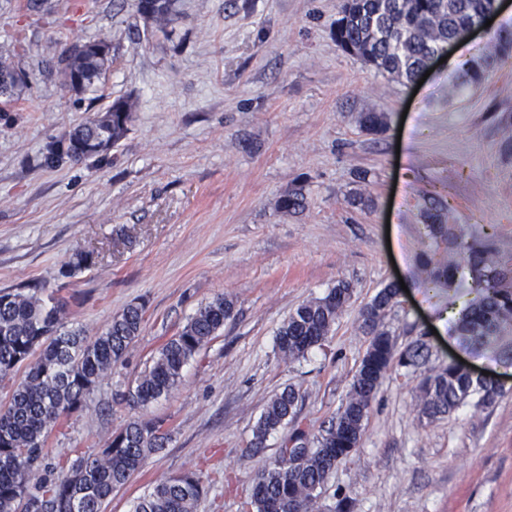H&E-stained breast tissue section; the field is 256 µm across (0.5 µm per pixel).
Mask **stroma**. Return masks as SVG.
<instances>
[{"mask_svg":"<svg viewBox=\"0 0 512 512\" xmlns=\"http://www.w3.org/2000/svg\"><path fill=\"white\" fill-rule=\"evenodd\" d=\"M498 2L493 23L449 46L417 87L337 47L342 0H177L163 31L135 0H0V54L30 77L0 112V291L42 288L89 337L128 305L144 307L123 362L54 428L52 457H99L137 418L172 432L103 512H133L156 482L194 470L208 477L196 512H247L251 478L281 442L273 435L260 456L248 448L265 403L294 386L318 435L366 351L359 310L391 282L408 288L385 320L398 345L422 335L430 366L456 358L512 375L440 327L467 293L424 286L417 272L427 196L512 263V57L490 81L459 84L467 63L512 32V0ZM103 36L105 80L79 96L63 89L52 65L64 46ZM119 99L133 102V118L107 154L43 165L72 127ZM361 112L386 113L387 131H363ZM299 187L306 208L278 209ZM363 188L372 209L347 202ZM78 251L94 252L93 265L63 276ZM340 280L354 295L327 341L285 360L280 326ZM220 293L234 316L186 364L178 389L144 407L122 400ZM420 379L397 365L387 373L360 444L321 496L324 512L339 495L351 512H512V394L427 421Z\"/></svg>","mask_w":512,"mask_h":512,"instance_id":"35a3bbf8","label":"stroma"}]
</instances>
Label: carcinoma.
<instances>
[{
	"mask_svg": "<svg viewBox=\"0 0 512 512\" xmlns=\"http://www.w3.org/2000/svg\"><path fill=\"white\" fill-rule=\"evenodd\" d=\"M175 0H154L150 20L160 28L172 21ZM492 0H353L346 23L334 30L336 45L382 73L408 82L435 53L442 50L473 19L486 13ZM76 42L57 57L61 86L71 89L67 70L79 72L81 91L105 78L112 56L80 49ZM497 56L481 57L464 70L463 82L492 78ZM18 66L0 54V99L7 102L23 89L15 79ZM134 105L116 100L94 119L69 131L65 141L84 156L99 154L101 141L112 144L125 135ZM359 126L370 134L388 128L384 112H361ZM306 197L297 189L280 198L278 207L302 210ZM430 235L441 247L420 255L424 280L454 293L465 287L459 277L468 269L469 299L453 323L460 343L477 353H491L512 363V266L500 263L493 243L475 238L446 223L429 204L422 212ZM93 253L78 252L64 274L88 268ZM350 283L338 282L322 297L299 305L278 329L276 345L288 360H300L323 345L346 307ZM41 289L0 294V378L26 368L14 384L10 401L0 406V512H101L112 492L143 469L148 457L170 439L165 420L130 421L112 435L102 456L77 457L62 465L45 464L48 439L59 422L80 408L100 381L126 355L139 336L143 308L126 307L108 327L89 340L80 329L66 325V304L44 300ZM398 288L389 284L359 312L360 328L369 337L361 365L345 402L321 433L308 439L299 422V393L288 386L266 403L248 447L266 448L270 435L292 427L275 455L263 460L252 478L253 512H317L330 476L361 440L372 401L391 367L417 369L428 361V347L418 337L399 348L383 321L398 304ZM234 303L222 295L201 305L178 333L159 349L134 389L132 400L146 406L169 395L180 383L185 365L200 354L233 316ZM490 407L505 396L488 376H473L448 364L423 375L419 415L433 420L451 413L472 397ZM206 490L203 474L185 473L158 481L141 497L135 512H195Z\"/></svg>",
	"mask_w": 512,
	"mask_h": 512,
	"instance_id": "obj_1",
	"label": "carcinoma"
}]
</instances>
